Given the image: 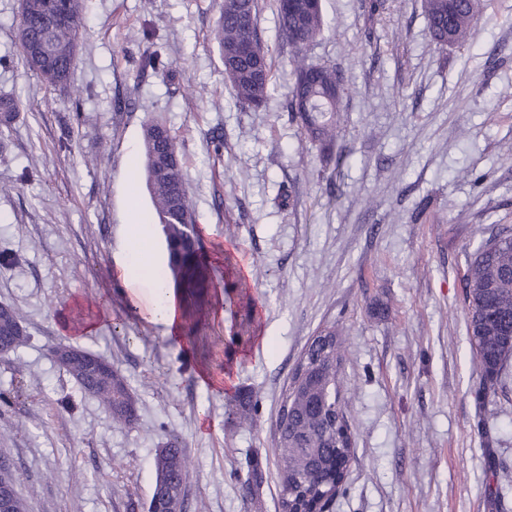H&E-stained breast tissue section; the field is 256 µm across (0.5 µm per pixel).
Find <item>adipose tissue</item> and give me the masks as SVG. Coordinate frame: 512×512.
I'll return each instance as SVG.
<instances>
[{"label": "adipose tissue", "instance_id": "obj_1", "mask_svg": "<svg viewBox=\"0 0 512 512\" xmlns=\"http://www.w3.org/2000/svg\"><path fill=\"white\" fill-rule=\"evenodd\" d=\"M157 267L154 258L139 265L127 261L120 264L119 276L142 318L163 324L167 335L177 338L181 335L183 308L171 284L156 278Z\"/></svg>", "mask_w": 512, "mask_h": 512}]
</instances>
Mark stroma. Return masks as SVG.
<instances>
[{
	"label": "stroma",
	"instance_id": "stroma-1",
	"mask_svg": "<svg viewBox=\"0 0 512 512\" xmlns=\"http://www.w3.org/2000/svg\"><path fill=\"white\" fill-rule=\"evenodd\" d=\"M220 3L86 0L70 81L53 89L20 57V0H0V96L18 104L0 134V250L18 258L0 267V304L28 337L0 355V392L24 390L0 406V458L26 512H147L172 434L191 464L183 512H279L282 392L312 336L332 326L346 339L342 404L356 447L330 512H512V385L478 411L464 288L480 242L512 232V0H481L462 47L432 41L422 0H385L376 14L371 0H324L307 56L343 76L335 203L287 109L292 51L274 0H258L274 72L258 112L236 103L224 74ZM153 51L163 69H142ZM152 120L176 137L200 251L220 282L178 339L143 320L115 276L151 209ZM238 277L249 303L226 286ZM231 305L250 335H236ZM66 319L97 329L76 335ZM62 344L111 362L138 400L133 424L84 394L52 355ZM249 391L245 427L227 405ZM489 456L508 489L495 508ZM255 461L264 482L253 495Z\"/></svg>",
	"mask_w": 512,
	"mask_h": 512
}]
</instances>
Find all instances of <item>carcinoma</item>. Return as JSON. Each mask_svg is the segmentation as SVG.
I'll list each match as a JSON object with an SVG mask.
<instances>
[{
	"mask_svg": "<svg viewBox=\"0 0 512 512\" xmlns=\"http://www.w3.org/2000/svg\"><path fill=\"white\" fill-rule=\"evenodd\" d=\"M279 35L295 52L288 98L292 118L318 148L321 176L330 183L342 165L344 154L336 151L340 136L339 105L344 87L336 67L325 62H307L304 53L324 31L323 0H275ZM423 12L432 39L439 45L463 46L479 9V0H423ZM84 0H21L20 54L28 69L49 87L64 86L70 79L79 47ZM66 16L61 27L51 24ZM215 39L224 63V73L236 101L254 111L267 107L272 90L271 56L258 31V0H223ZM48 43L55 48L49 63L35 67L28 45ZM17 115V103L0 98V134ZM145 176L152 198L147 221L162 226L169 253L168 269L158 277L172 279L175 288L205 282L198 259L199 243L188 225L195 223L185 189L176 137L164 124L152 122L143 131ZM467 332L482 377L474 390L479 407L506 384L512 358V234L493 235L476 248L466 277ZM27 342L17 314L0 320V347L17 350ZM303 355L320 358L319 365L296 368L290 376L284 399L288 421L278 426L280 450V512H294L331 500L344 483L345 472L336 459L352 458L355 438L342 407L334 400L339 370L345 359L342 336L336 329L313 337ZM80 389L112 408V419L130 425L137 417V400L116 371L102 374L84 361L63 364ZM157 472L151 502L163 512L182 505L189 474L182 439L172 434L155 460Z\"/></svg>",
	"mask_w": 512,
	"mask_h": 512,
	"instance_id": "carcinoma-1",
	"label": "carcinoma"
}]
</instances>
